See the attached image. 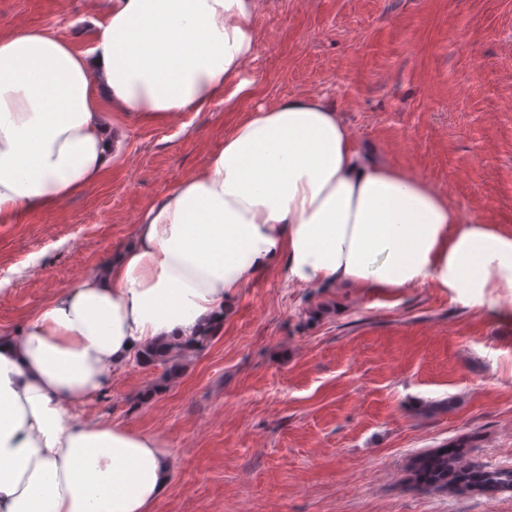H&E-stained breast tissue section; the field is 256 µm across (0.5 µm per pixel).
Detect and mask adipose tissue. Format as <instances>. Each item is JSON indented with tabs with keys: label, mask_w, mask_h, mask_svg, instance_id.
Returning a JSON list of instances; mask_svg holds the SVG:
<instances>
[{
	"label": "adipose tissue",
	"mask_w": 512,
	"mask_h": 512,
	"mask_svg": "<svg viewBox=\"0 0 512 512\" xmlns=\"http://www.w3.org/2000/svg\"><path fill=\"white\" fill-rule=\"evenodd\" d=\"M260 0H111L95 45L0 33V223L98 183L107 111L159 122L246 92ZM369 293L512 290V231L462 222L425 181L367 160L309 95L260 107L139 218L131 241L0 336V512H153L173 459L155 435L74 414L145 346L221 324L264 269Z\"/></svg>",
	"instance_id": "1"
}]
</instances>
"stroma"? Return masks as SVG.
Wrapping results in <instances>:
<instances>
[{
	"label": "stroma",
	"mask_w": 512,
	"mask_h": 512,
	"mask_svg": "<svg viewBox=\"0 0 512 512\" xmlns=\"http://www.w3.org/2000/svg\"><path fill=\"white\" fill-rule=\"evenodd\" d=\"M108 0H0L23 26L93 45ZM247 95L165 122L117 123L94 186L0 223V336L97 270L143 210L257 106L312 95L357 149L422 179L462 221L512 231V0H264ZM135 363L76 404L153 433L175 476L153 512H512V489L415 488L445 444L512 468V294L469 305L431 285L302 288L278 266L229 303L182 375Z\"/></svg>",
	"instance_id": "1"
}]
</instances>
